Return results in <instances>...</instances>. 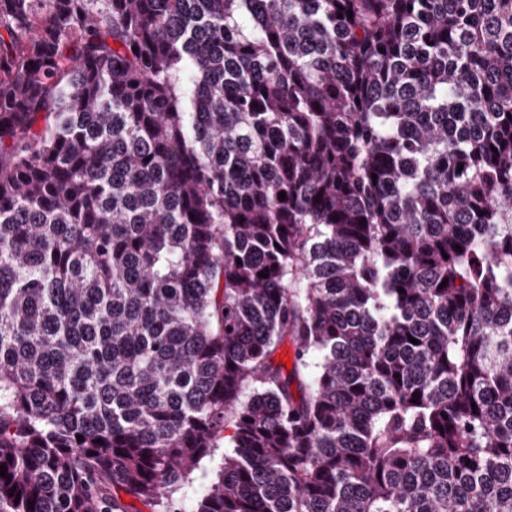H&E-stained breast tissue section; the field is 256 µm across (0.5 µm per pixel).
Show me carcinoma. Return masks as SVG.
<instances>
[{"instance_id": "1", "label": "carcinoma", "mask_w": 512, "mask_h": 512, "mask_svg": "<svg viewBox=\"0 0 512 512\" xmlns=\"http://www.w3.org/2000/svg\"><path fill=\"white\" fill-rule=\"evenodd\" d=\"M0 27V512H512V0Z\"/></svg>"}]
</instances>
